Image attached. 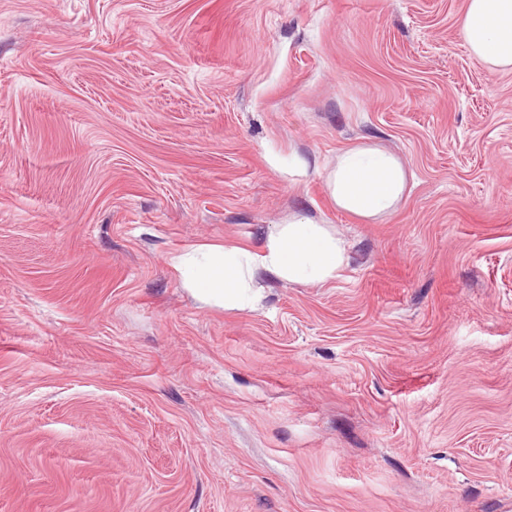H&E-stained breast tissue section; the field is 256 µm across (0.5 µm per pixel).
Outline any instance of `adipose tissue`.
Masks as SVG:
<instances>
[{"label":"adipose tissue","instance_id":"1","mask_svg":"<svg viewBox=\"0 0 512 512\" xmlns=\"http://www.w3.org/2000/svg\"><path fill=\"white\" fill-rule=\"evenodd\" d=\"M471 51L495 69L512 67V0H467L460 20ZM407 176L392 154L368 147L343 151L327 175L333 203L359 217L395 211ZM180 284L229 311L250 307L261 279L323 284L339 277L346 251L320 224L304 218L279 225L258 245L198 243L173 257Z\"/></svg>","mask_w":512,"mask_h":512}]
</instances>
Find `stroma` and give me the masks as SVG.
Listing matches in <instances>:
<instances>
[{"instance_id": "35a3bbf8", "label": "stroma", "mask_w": 512, "mask_h": 512, "mask_svg": "<svg viewBox=\"0 0 512 512\" xmlns=\"http://www.w3.org/2000/svg\"><path fill=\"white\" fill-rule=\"evenodd\" d=\"M467 0H0V512H512V68ZM391 214L338 209L344 150ZM305 216L227 312L187 245ZM406 181V173L394 155L368 147L343 151L327 175L333 203L363 218L395 211ZM171 261L182 288L235 311L259 298L260 278L302 284L336 280L345 267L346 251L325 226L297 218L279 225L259 245L191 244Z\"/></svg>"}]
</instances>
